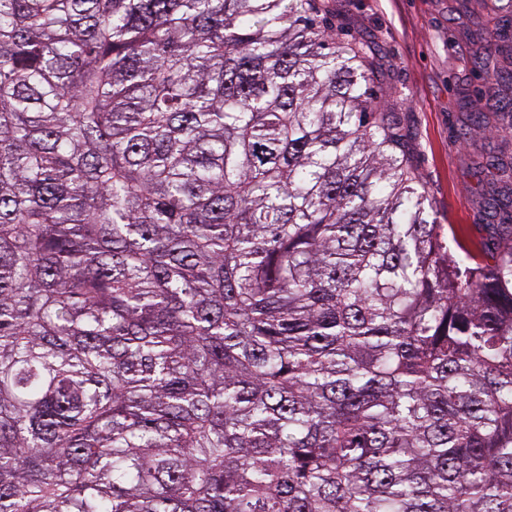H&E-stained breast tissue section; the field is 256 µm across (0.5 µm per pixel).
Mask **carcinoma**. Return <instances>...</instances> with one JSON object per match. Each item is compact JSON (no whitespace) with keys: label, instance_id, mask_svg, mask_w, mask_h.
Listing matches in <instances>:
<instances>
[{"label":"carcinoma","instance_id":"obj_1","mask_svg":"<svg viewBox=\"0 0 512 512\" xmlns=\"http://www.w3.org/2000/svg\"><path fill=\"white\" fill-rule=\"evenodd\" d=\"M335 11L0 0V512H512V165L459 256Z\"/></svg>","mask_w":512,"mask_h":512}]
</instances>
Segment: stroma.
<instances>
[{"instance_id": "1", "label": "stroma", "mask_w": 512, "mask_h": 512, "mask_svg": "<svg viewBox=\"0 0 512 512\" xmlns=\"http://www.w3.org/2000/svg\"><path fill=\"white\" fill-rule=\"evenodd\" d=\"M498 0H338L333 19L342 40L373 38L385 65L375 87L379 111L401 119L413 172L428 192L440 223L476 239L487 217L478 203L476 163L512 155V140L495 127L470 129L468 116L489 112L493 101L479 94L474 64L489 53L512 61V34L483 39Z\"/></svg>"}]
</instances>
